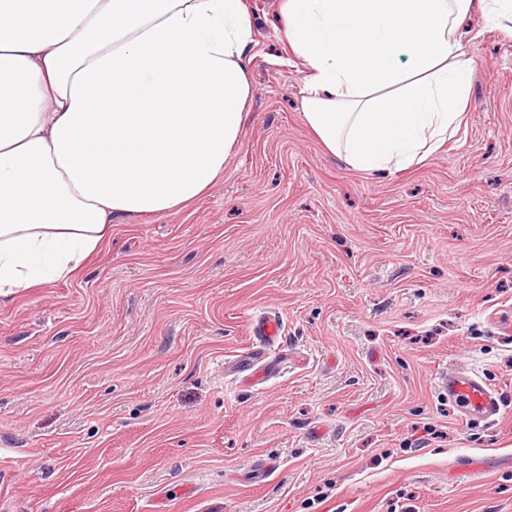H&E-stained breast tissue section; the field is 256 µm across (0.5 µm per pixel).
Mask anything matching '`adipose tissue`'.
Instances as JSON below:
<instances>
[{
	"label": "adipose tissue",
	"instance_id": "1",
	"mask_svg": "<svg viewBox=\"0 0 512 512\" xmlns=\"http://www.w3.org/2000/svg\"><path fill=\"white\" fill-rule=\"evenodd\" d=\"M475 8L512 32V0H280L324 147L378 174L453 138ZM254 36L245 0H0V298L70 278L113 217L212 189L241 134Z\"/></svg>",
	"mask_w": 512,
	"mask_h": 512
}]
</instances>
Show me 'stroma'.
Returning a JSON list of instances; mask_svg holds the SVG:
<instances>
[{
	"mask_svg": "<svg viewBox=\"0 0 512 512\" xmlns=\"http://www.w3.org/2000/svg\"><path fill=\"white\" fill-rule=\"evenodd\" d=\"M247 3L248 116L214 189L114 217L73 278L0 299V512H512V34L471 43L453 139L368 175L306 126L276 0ZM262 309L306 361L225 386ZM444 364L504 417L461 422Z\"/></svg>",
	"mask_w": 512,
	"mask_h": 512,
	"instance_id": "obj_1",
	"label": "stroma"
}]
</instances>
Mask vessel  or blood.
I'll use <instances>...</instances> for the list:
<instances>
[{
    "label": "vessel or blood",
    "instance_id": "b4317fda",
    "mask_svg": "<svg viewBox=\"0 0 512 512\" xmlns=\"http://www.w3.org/2000/svg\"><path fill=\"white\" fill-rule=\"evenodd\" d=\"M249 344L235 360L239 383L255 386L284 372L295 359L288 353V338L278 314L263 311L250 318ZM436 383L462 422L498 421L506 413L500 393L475 372L440 370Z\"/></svg>",
    "mask_w": 512,
    "mask_h": 512
}]
</instances>
